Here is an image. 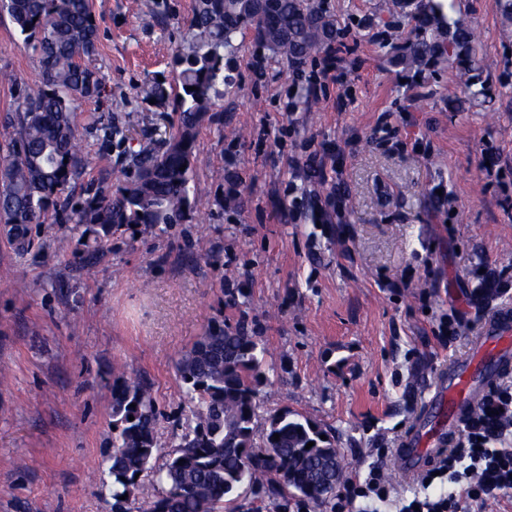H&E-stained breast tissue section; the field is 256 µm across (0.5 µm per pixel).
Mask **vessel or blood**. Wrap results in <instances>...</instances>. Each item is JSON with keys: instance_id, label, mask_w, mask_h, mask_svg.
<instances>
[{"instance_id": "b4317fda", "label": "vessel or blood", "mask_w": 512, "mask_h": 512, "mask_svg": "<svg viewBox=\"0 0 512 512\" xmlns=\"http://www.w3.org/2000/svg\"><path fill=\"white\" fill-rule=\"evenodd\" d=\"M511 365L512 309L506 307L484 319L465 357L438 373L433 395L397 451L398 468L413 476L446 452L472 407Z\"/></svg>"}]
</instances>
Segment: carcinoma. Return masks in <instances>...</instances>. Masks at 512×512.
Wrapping results in <instances>:
<instances>
[{"instance_id": "1", "label": "carcinoma", "mask_w": 512, "mask_h": 512, "mask_svg": "<svg viewBox=\"0 0 512 512\" xmlns=\"http://www.w3.org/2000/svg\"><path fill=\"white\" fill-rule=\"evenodd\" d=\"M384 11L416 21L414 39L402 54L405 65L443 56L469 99L488 96L470 28L447 20L433 0H384ZM0 13L8 14L42 70L40 89L19 94L4 117L13 137L0 152V228L17 250L27 252L34 246L33 228L69 224L88 261L124 225L190 221L197 134L223 95L224 50L238 34L253 31L291 66L331 49L339 37L335 20L314 0H194L173 57L174 85L154 80L145 91L146 100L179 114L176 128L161 149L130 153L134 172L117 189L108 167L87 181L75 202L72 184L94 163L82 148L76 103L104 92L91 66L98 53L92 0H0ZM265 355L264 340L245 312L215 321L180 355L176 371L190 407L179 423L176 450L158 472L166 488L144 508L138 505L141 477L160 450L158 403L143 380L114 374L112 451L102 469L110 479L112 512H240L243 504L234 493L242 487L253 495L251 512H291L299 503L318 509L335 496L342 480L340 449L321 439L324 431L306 416L288 410L271 415L262 446L255 447Z\"/></svg>"}]
</instances>
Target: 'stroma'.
Returning a JSON list of instances; mask_svg holds the SVG:
<instances>
[{
	"label": "stroma",
	"instance_id": "35a3bbf8",
	"mask_svg": "<svg viewBox=\"0 0 512 512\" xmlns=\"http://www.w3.org/2000/svg\"><path fill=\"white\" fill-rule=\"evenodd\" d=\"M343 34L338 76L314 107L298 93L325 55L288 67L252 31L224 52L229 81L199 129L185 224L119 229L110 251L86 262L69 225L33 231L22 254L0 235V512H112L93 471L112 449V372L149 382L162 417L154 469L176 444L188 412L175 364L214 321L224 291L266 346L268 381L256 426L288 409L315 422L341 450L346 477L366 476L384 448H397L438 372L469 350L487 309L473 298L478 265L512 274V24L492 0H455L471 28L491 91L466 100L446 61L407 68L398 60L413 25L383 12V0H318ZM93 0L99 24L93 66L101 100L77 105L87 151L121 169L102 148L97 120L128 122L127 147H160L177 113L146 109L149 75L171 61L193 0ZM0 145L18 91L42 85L40 63L0 14ZM345 149L343 221L316 225L314 202L333 181L308 177L299 144ZM492 173H485V164ZM448 189L447 205L432 195ZM231 197L218 207L217 196ZM293 212V220L282 218ZM462 322L441 344L442 314Z\"/></svg>",
	"mask_w": 512,
	"mask_h": 512
}]
</instances>
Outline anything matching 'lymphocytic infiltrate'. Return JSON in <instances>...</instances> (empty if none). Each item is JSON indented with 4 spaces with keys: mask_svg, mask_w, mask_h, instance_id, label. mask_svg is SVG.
Masks as SVG:
<instances>
[{
    "mask_svg": "<svg viewBox=\"0 0 512 512\" xmlns=\"http://www.w3.org/2000/svg\"><path fill=\"white\" fill-rule=\"evenodd\" d=\"M452 489L432 497L435 481ZM422 491L399 512H471V503L487 504L512 495V387L491 386L475 412L464 421L453 448L417 478ZM393 484L384 465L373 466L361 480H349L335 504L343 512L356 499L385 502Z\"/></svg>",
    "mask_w": 512,
    "mask_h": 512,
    "instance_id": "obj_1",
    "label": "lymphocytic infiltrate"
}]
</instances>
